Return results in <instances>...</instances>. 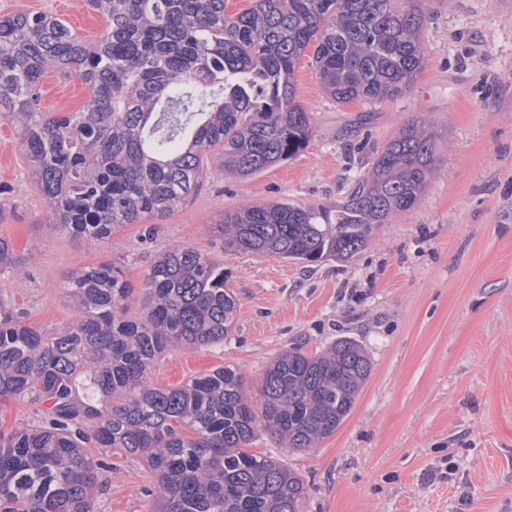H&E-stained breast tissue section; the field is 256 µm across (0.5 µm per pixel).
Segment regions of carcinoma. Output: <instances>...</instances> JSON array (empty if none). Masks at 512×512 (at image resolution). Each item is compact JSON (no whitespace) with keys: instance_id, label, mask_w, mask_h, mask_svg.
<instances>
[{"instance_id":"cac0c4a2","label":"carcinoma","mask_w":512,"mask_h":512,"mask_svg":"<svg viewBox=\"0 0 512 512\" xmlns=\"http://www.w3.org/2000/svg\"><path fill=\"white\" fill-rule=\"evenodd\" d=\"M424 0H90L107 22L83 37L46 13L0 16V118L17 129L55 224L108 239L164 217L203 187L209 166L253 177L307 148L311 113L297 96L306 53L339 104L406 95L425 63ZM76 73L90 98L78 112H43L46 73ZM434 133L406 124L377 152L336 209L286 202L224 212L226 251L349 262L376 225L412 209L434 173ZM24 273L0 239V275ZM76 318L50 331L0 300V397L40 407L38 423L0 430V512H95L110 463L88 445L145 459L151 512H303V481L249 446L262 429L313 448L353 410L371 362L342 337L314 355L289 349L257 397L224 366L158 388L167 352L221 342L237 309L224 266L183 243L135 289L111 262L77 270L63 288Z\"/></svg>"}]
</instances>
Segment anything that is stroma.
I'll use <instances>...</instances> for the list:
<instances>
[{
  "label": "stroma",
  "mask_w": 512,
  "mask_h": 512,
  "mask_svg": "<svg viewBox=\"0 0 512 512\" xmlns=\"http://www.w3.org/2000/svg\"><path fill=\"white\" fill-rule=\"evenodd\" d=\"M426 61L411 91L381 103H336L308 59L297 94L312 114L306 149L248 179L215 166L201 191L154 220L98 241L53 222L14 126L0 119V238L24 264L0 276V299L25 323L74 318L63 294L79 268L121 265L141 287L155 256L178 241L224 266L238 301L230 336L169 352L160 388L229 365L246 387L293 348L314 354L347 336L372 364L352 413L316 447L285 449L267 433L252 449L283 461L307 488L304 512H512V0H426ZM53 13L98 35L88 0H0V15ZM90 92L47 73L41 108L76 112ZM434 131V174L416 206L377 225L350 263L307 264L224 251L209 230L244 204L335 208L406 123ZM97 512H149L145 461L110 456Z\"/></svg>",
  "instance_id": "1"
}]
</instances>
